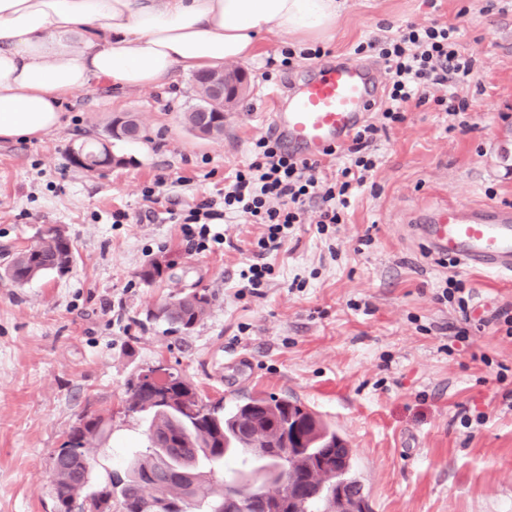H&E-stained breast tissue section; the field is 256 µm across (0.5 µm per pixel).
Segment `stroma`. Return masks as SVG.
Masks as SVG:
<instances>
[{
  "instance_id": "35a3bbf8",
  "label": "stroma",
  "mask_w": 512,
  "mask_h": 512,
  "mask_svg": "<svg viewBox=\"0 0 512 512\" xmlns=\"http://www.w3.org/2000/svg\"><path fill=\"white\" fill-rule=\"evenodd\" d=\"M343 3L321 42L335 58L408 21L458 25V50L474 63L457 90L467 107L455 116L430 102L410 108L375 142L372 186L344 223L317 234L310 205L269 255L262 295L237 292L261 225L217 224L227 246L198 254L179 218L201 198L223 197L226 177L267 133L268 91L288 77L266 66L280 57L279 38L241 62L249 88L225 105L221 136L190 131L193 75L179 70L157 88L92 85L64 102L58 128L0 140V268L48 225L74 253L65 273L0 280V512H57L53 455L84 413L110 419L91 444L90 487L144 451L149 420L126 413V390L158 366L189 378L206 401L297 398L346 437L373 512H512V411L502 404L512 335L496 319L512 310V279L440 264L411 222L433 203L512 206V0L491 10L487 0ZM120 116L141 125L137 139L110 142L126 166L75 167L70 149L106 138ZM153 184L161 202L150 216L142 191ZM154 260L172 266L148 283L141 272ZM451 276L472 290L468 313L435 299ZM193 290L211 304L191 330L153 318ZM462 326L468 341L453 342ZM481 412L483 424H462Z\"/></svg>"
}]
</instances>
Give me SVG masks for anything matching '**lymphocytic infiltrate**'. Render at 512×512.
I'll return each instance as SVG.
<instances>
[{
  "label": "lymphocytic infiltrate",
  "mask_w": 512,
  "mask_h": 512,
  "mask_svg": "<svg viewBox=\"0 0 512 512\" xmlns=\"http://www.w3.org/2000/svg\"><path fill=\"white\" fill-rule=\"evenodd\" d=\"M457 32V27L437 21L426 26L409 22L394 35L373 36L355 47V54L377 55L390 75L381 107L386 125L404 122L405 110L413 102L431 100L441 111L456 114L455 89L467 83L473 71L472 60L458 52ZM432 87L438 91L433 98L428 95ZM381 127L371 122L357 131L343 167L332 180L323 176L319 162L282 153L271 137L257 139L250 162L232 173L223 199H202L183 217L182 230L190 248L203 253L223 245V234L210 227L217 219L241 218L262 225L252 262L242 274L244 291L261 294L272 273L268 255L282 247L294 225L304 222L309 203L321 202L318 233L341 223L352 197L377 166L372 146Z\"/></svg>",
  "instance_id": "f902f5d3"
}]
</instances>
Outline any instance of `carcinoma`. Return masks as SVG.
I'll use <instances>...</instances> for the list:
<instances>
[{"label": "carcinoma", "instance_id": "1", "mask_svg": "<svg viewBox=\"0 0 512 512\" xmlns=\"http://www.w3.org/2000/svg\"><path fill=\"white\" fill-rule=\"evenodd\" d=\"M73 262L69 240L56 227L40 231L38 240L14 254L3 277L21 283L48 272L64 273ZM210 297L188 292L161 305L155 318L183 329L193 328L206 314ZM147 375L137 377L126 390V411L150 418L148 441L151 452L133 457L125 472L91 494L81 478L85 464L94 457L87 445L102 434L107 421L100 414H84L68 434L67 446L74 454L55 464L51 480L57 494L58 512H72L90 501L96 512H111L117 497L122 512H189L202 501L206 512H336L337 493L349 499L353 512H372L368 496L356 471L352 450L334 426L308 410L298 400L276 396L249 397L226 409L198 397L193 384L179 374H170L169 403L159 408ZM305 428L307 441L299 448L293 432ZM181 457L178 472L158 484L161 447ZM235 450L252 463H264L272 474L275 491L263 487L223 482L202 464L226 465ZM287 474L301 486L291 492L281 482Z\"/></svg>", "mask_w": 512, "mask_h": 512}]
</instances>
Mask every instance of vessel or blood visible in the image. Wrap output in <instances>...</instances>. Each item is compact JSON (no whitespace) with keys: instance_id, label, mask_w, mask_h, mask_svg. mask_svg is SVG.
<instances>
[{"instance_id":"vessel-or-blood-1","label":"vessel or blood","mask_w":512,"mask_h":512,"mask_svg":"<svg viewBox=\"0 0 512 512\" xmlns=\"http://www.w3.org/2000/svg\"><path fill=\"white\" fill-rule=\"evenodd\" d=\"M384 97L377 67L348 59L315 64L271 97V133L299 159L350 143ZM413 222L432 252L485 272L512 274V207L435 204Z\"/></svg>"}]
</instances>
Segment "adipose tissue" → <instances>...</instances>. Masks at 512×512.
Returning a JSON list of instances; mask_svg holds the SVG:
<instances>
[{
    "instance_id": "obj_1",
    "label": "adipose tissue",
    "mask_w": 512,
    "mask_h": 512,
    "mask_svg": "<svg viewBox=\"0 0 512 512\" xmlns=\"http://www.w3.org/2000/svg\"><path fill=\"white\" fill-rule=\"evenodd\" d=\"M338 0H0V139L56 128L66 97L164 84L254 56L265 36L322 40Z\"/></svg>"
}]
</instances>
